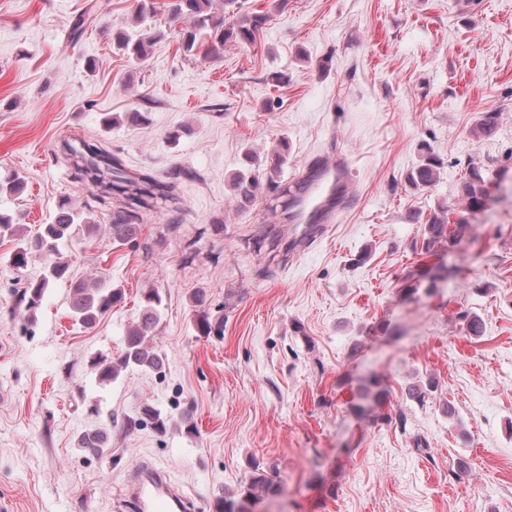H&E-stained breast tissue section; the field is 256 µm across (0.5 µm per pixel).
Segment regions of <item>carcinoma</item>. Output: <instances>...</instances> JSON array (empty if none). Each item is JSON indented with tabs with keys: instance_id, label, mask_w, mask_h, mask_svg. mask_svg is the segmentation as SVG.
<instances>
[{
	"instance_id": "obj_1",
	"label": "carcinoma",
	"mask_w": 512,
	"mask_h": 512,
	"mask_svg": "<svg viewBox=\"0 0 512 512\" xmlns=\"http://www.w3.org/2000/svg\"><path fill=\"white\" fill-rule=\"evenodd\" d=\"M167 12L171 21L184 23L180 29L181 46L183 52L192 55L200 50L206 55L228 42L252 43L270 19L266 12H243L239 0H221L219 4L216 0H169ZM93 21V15L88 10L78 15L69 27L70 40L79 41ZM203 31L214 40L213 44L205 46L198 41ZM158 37L160 34L150 31L122 32L116 37V45L133 57L142 58ZM60 150L70 160L73 179L90 181L97 189L95 199L110 206L112 240L118 244H125L136 236L134 220L138 212L160 205L176 204L174 188L178 179L194 177L192 172L185 169L176 170L165 180L146 173L132 172L120 158L92 142L81 141L77 145L64 142ZM283 160L284 154L279 152L270 158L265 172L250 168L232 177V195L240 207L250 206L268 189L272 191L276 204L282 207L283 219L289 220L296 195L304 189V185L297 184L292 188L278 183V172ZM440 168V158L428 152L412 168L407 180L415 188L428 187L437 180ZM485 183L481 172L475 169L464 183V201L467 209L472 212L480 210L485 203ZM96 228L97 224L90 214L73 207L68 199L59 200L51 222L42 225V230L30 240L22 235L19 225L10 216L0 213V237L16 240L13 265L18 268L25 266L28 256L33 252L40 253L47 260L41 278L30 284L21 295L27 307L37 305L52 283L69 276L68 264L61 260L60 246L63 241L90 234ZM468 230V221L463 217L453 227H448V209L442 207L427 220L422 250L428 253L439 243L456 242ZM72 290L71 317L82 326L93 325L100 315L122 298L121 289L105 287L99 282L75 281ZM144 302L138 320L127 331L121 356L116 360L101 354L92 358L90 367L96 373L99 383L112 382L122 370L132 365L148 370H159L164 366L163 357L147 344L148 337L152 336L158 323V306L161 303L159 292L148 290L144 294ZM79 447L91 455H100L106 451V442L100 432L84 433L79 438ZM257 489L273 494L278 491V484L263 473L257 474L241 490L242 498H256Z\"/></svg>"
}]
</instances>
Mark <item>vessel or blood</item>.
Listing matches in <instances>:
<instances>
[{
	"instance_id": "1",
	"label": "vessel or blood",
	"mask_w": 512,
	"mask_h": 512,
	"mask_svg": "<svg viewBox=\"0 0 512 512\" xmlns=\"http://www.w3.org/2000/svg\"><path fill=\"white\" fill-rule=\"evenodd\" d=\"M309 181L296 202V221L302 226L301 244H308L312 227L335 223L350 203L351 167L345 155L318 160L307 167ZM128 502L133 512H184V497L168 474L152 466L138 468L128 484Z\"/></svg>"
}]
</instances>
